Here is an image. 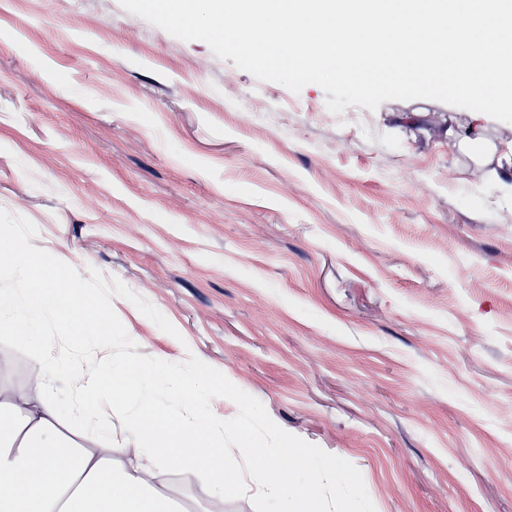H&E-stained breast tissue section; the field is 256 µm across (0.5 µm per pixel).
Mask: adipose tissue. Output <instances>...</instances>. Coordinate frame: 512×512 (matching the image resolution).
I'll use <instances>...</instances> for the list:
<instances>
[{
  "mask_svg": "<svg viewBox=\"0 0 512 512\" xmlns=\"http://www.w3.org/2000/svg\"><path fill=\"white\" fill-rule=\"evenodd\" d=\"M2 273L20 274L23 285L0 289V314L24 312L35 327L75 316L81 336L97 340L101 351L111 349L115 332L95 299L70 287L67 275L40 253L18 241L0 243ZM76 374L84 409H94L103 398L121 407L140 401L130 426L143 465L131 471L114 467L111 444L89 448L62 431L64 415L54 400L33 403L22 396L11 406L0 405V512H173L155 487V468L162 462L204 474L212 486L235 488L216 423L201 415L172 417L145 398L159 386L182 400L197 398L210 381L205 366H195L182 380L171 379L159 361L106 375L93 367Z\"/></svg>",
  "mask_w": 512,
  "mask_h": 512,
  "instance_id": "ef3b65f1",
  "label": "adipose tissue"
}]
</instances>
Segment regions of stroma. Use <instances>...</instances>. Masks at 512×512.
I'll list each match as a JSON object with an SVG mask.
<instances>
[{
  "instance_id": "1",
  "label": "stroma",
  "mask_w": 512,
  "mask_h": 512,
  "mask_svg": "<svg viewBox=\"0 0 512 512\" xmlns=\"http://www.w3.org/2000/svg\"><path fill=\"white\" fill-rule=\"evenodd\" d=\"M481 140L489 153H473ZM512 123L434 100L331 113L122 9L0 0V209L122 281L137 352L195 355L353 464L375 512H512ZM0 318V401L31 366ZM112 426L100 401L78 441ZM176 512H254L171 463Z\"/></svg>"
}]
</instances>
